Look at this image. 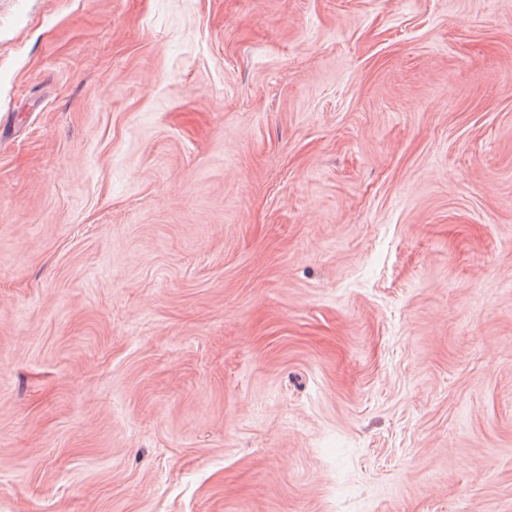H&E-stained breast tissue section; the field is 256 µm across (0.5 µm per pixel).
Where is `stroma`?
I'll use <instances>...</instances> for the list:
<instances>
[{"label": "stroma", "instance_id": "stroma-1", "mask_svg": "<svg viewBox=\"0 0 512 512\" xmlns=\"http://www.w3.org/2000/svg\"><path fill=\"white\" fill-rule=\"evenodd\" d=\"M0 512H512V0H0Z\"/></svg>", "mask_w": 512, "mask_h": 512}]
</instances>
